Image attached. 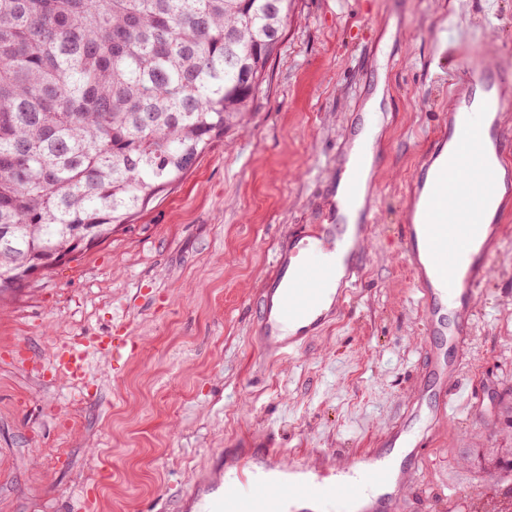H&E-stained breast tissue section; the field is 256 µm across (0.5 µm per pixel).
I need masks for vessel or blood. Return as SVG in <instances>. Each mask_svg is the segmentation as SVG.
<instances>
[{
    "label": "vessel or blood",
    "instance_id": "b4317fda",
    "mask_svg": "<svg viewBox=\"0 0 512 512\" xmlns=\"http://www.w3.org/2000/svg\"><path fill=\"white\" fill-rule=\"evenodd\" d=\"M456 96L440 114L404 207L401 250L424 316V375L406 413L348 479L326 482L308 463L274 450L238 463L236 480L199 496L192 512H401L420 485L425 443L463 396L453 380L470 335L500 217L495 201H512V69L462 66L450 80ZM343 193L321 223L308 224L276 250L256 301L265 356L279 360L317 336L362 284L374 197L363 164L348 151L333 173Z\"/></svg>",
    "mask_w": 512,
    "mask_h": 512
}]
</instances>
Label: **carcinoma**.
Listing matches in <instances>:
<instances>
[{
  "label": "carcinoma",
  "mask_w": 512,
  "mask_h": 512,
  "mask_svg": "<svg viewBox=\"0 0 512 512\" xmlns=\"http://www.w3.org/2000/svg\"><path fill=\"white\" fill-rule=\"evenodd\" d=\"M291 0H0V292L243 126ZM512 475V448L478 454Z\"/></svg>",
  "instance_id": "1"
}]
</instances>
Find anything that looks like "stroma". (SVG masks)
<instances>
[{
  "label": "stroma",
  "instance_id": "stroma-1",
  "mask_svg": "<svg viewBox=\"0 0 512 512\" xmlns=\"http://www.w3.org/2000/svg\"><path fill=\"white\" fill-rule=\"evenodd\" d=\"M512 59V0H293L246 129L104 243L0 294V512H182L239 456L272 447L351 466L404 412L422 372L423 314L401 256L409 185L456 64ZM383 87L377 217L363 282L299 352L268 360L254 300L289 234L318 223L352 117ZM127 330L138 347L68 344ZM461 387L405 512H488L512 480L469 458L512 448V212L472 322Z\"/></svg>",
  "mask_w": 512,
  "mask_h": 512
}]
</instances>
